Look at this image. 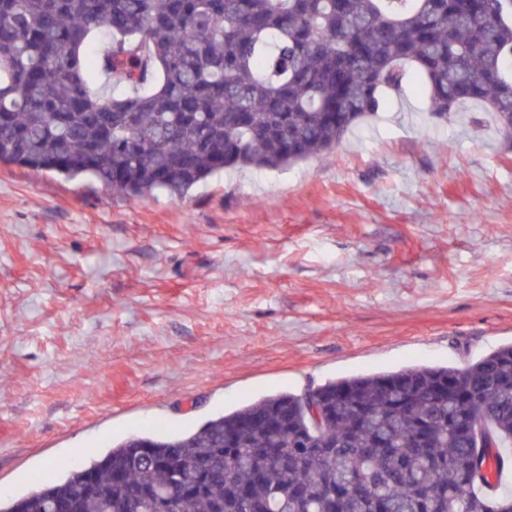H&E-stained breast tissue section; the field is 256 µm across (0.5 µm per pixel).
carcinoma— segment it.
Instances as JSON below:
<instances>
[{
	"mask_svg": "<svg viewBox=\"0 0 512 512\" xmlns=\"http://www.w3.org/2000/svg\"><path fill=\"white\" fill-rule=\"evenodd\" d=\"M412 66L423 112L476 103L512 137V0H0V162L183 198L214 173L338 145ZM291 392L178 435L144 432L0 512H512L472 480L512 446V344ZM90 494L75 495L87 479Z\"/></svg>",
	"mask_w": 512,
	"mask_h": 512,
	"instance_id": "carcinoma-1",
	"label": "carcinoma"
}]
</instances>
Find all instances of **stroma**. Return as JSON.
I'll list each match as a JSON object with an SVG mask.
<instances>
[{
  "instance_id": "1",
  "label": "stroma",
  "mask_w": 512,
  "mask_h": 512,
  "mask_svg": "<svg viewBox=\"0 0 512 512\" xmlns=\"http://www.w3.org/2000/svg\"><path fill=\"white\" fill-rule=\"evenodd\" d=\"M413 83L185 198L0 164V493L132 433L512 343V139Z\"/></svg>"
}]
</instances>
